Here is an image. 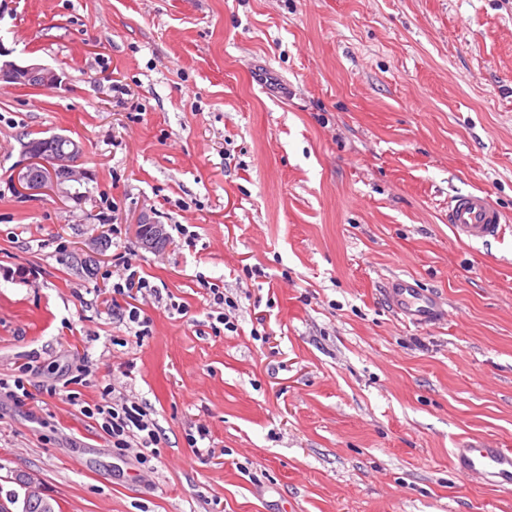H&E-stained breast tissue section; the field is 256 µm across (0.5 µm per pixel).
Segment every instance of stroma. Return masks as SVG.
I'll return each mask as SVG.
<instances>
[{
  "mask_svg": "<svg viewBox=\"0 0 512 512\" xmlns=\"http://www.w3.org/2000/svg\"><path fill=\"white\" fill-rule=\"evenodd\" d=\"M0 490L61 512H512L456 475L457 438L512 448V0H0ZM267 66L273 86L252 79ZM83 146L67 195L16 191L22 144ZM483 190L504 235L457 240ZM169 244L143 249L144 219ZM149 284L129 341L98 292ZM261 275H254V268ZM446 311L412 324L384 285ZM237 302L216 325L212 289ZM146 404L151 469L81 409ZM215 456L194 454L197 424ZM4 81L22 88L57 89L62 79L58 72L38 63L0 61V83ZM121 261V274H119V282L112 284L114 294L127 296L132 300H136L138 293L143 289L150 288L149 282L142 276L131 259L126 256L119 257Z\"/></svg>",
  "mask_w": 512,
  "mask_h": 512,
  "instance_id": "stroma-1",
  "label": "stroma"
}]
</instances>
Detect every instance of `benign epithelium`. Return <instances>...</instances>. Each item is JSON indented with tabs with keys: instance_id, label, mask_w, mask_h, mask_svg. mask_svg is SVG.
I'll return each mask as SVG.
<instances>
[{
	"instance_id": "benign-epithelium-1",
	"label": "benign epithelium",
	"mask_w": 512,
	"mask_h": 512,
	"mask_svg": "<svg viewBox=\"0 0 512 512\" xmlns=\"http://www.w3.org/2000/svg\"><path fill=\"white\" fill-rule=\"evenodd\" d=\"M2 81L22 88L52 90L61 85L62 79L56 70L42 64L5 61L0 62ZM80 154L81 146L72 139L63 150L51 155H44L34 145H28L24 150L26 160L17 179L19 192L24 196H34L59 190L64 184L79 180L81 173L75 165ZM165 236L164 225L147 220L142 224L141 246L152 250L156 240Z\"/></svg>"
}]
</instances>
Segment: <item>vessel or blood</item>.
I'll use <instances>...</instances> for the list:
<instances>
[{
  "mask_svg": "<svg viewBox=\"0 0 512 512\" xmlns=\"http://www.w3.org/2000/svg\"><path fill=\"white\" fill-rule=\"evenodd\" d=\"M448 222L456 238L484 240L500 234L504 217L486 192L477 191L449 202ZM385 295L394 311L414 322L431 321L443 313L442 307L431 297L420 293L409 278H391ZM451 457L459 476H478L493 486H512V448H492L463 437L452 448Z\"/></svg>",
  "mask_w": 512,
  "mask_h": 512,
  "instance_id": "obj_1",
  "label": "vessel or blood"
}]
</instances>
